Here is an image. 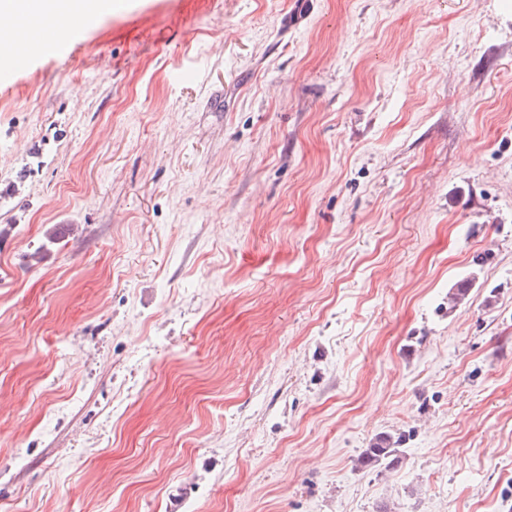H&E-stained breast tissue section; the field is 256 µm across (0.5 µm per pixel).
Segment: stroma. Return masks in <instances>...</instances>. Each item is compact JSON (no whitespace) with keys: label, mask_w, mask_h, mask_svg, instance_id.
<instances>
[{"label":"stroma","mask_w":512,"mask_h":512,"mask_svg":"<svg viewBox=\"0 0 512 512\" xmlns=\"http://www.w3.org/2000/svg\"><path fill=\"white\" fill-rule=\"evenodd\" d=\"M0 512H512V0H122L29 56ZM402 443L400 437L391 435H377L366 448L361 464L364 466L385 465L386 468L394 467L400 462L398 446Z\"/></svg>","instance_id":"stroma-1"}]
</instances>
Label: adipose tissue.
Returning <instances> with one entry per match:
<instances>
[{
	"mask_svg": "<svg viewBox=\"0 0 512 512\" xmlns=\"http://www.w3.org/2000/svg\"><path fill=\"white\" fill-rule=\"evenodd\" d=\"M111 11L112 0H0V45L19 55L43 41L41 19L82 25Z\"/></svg>",
	"mask_w": 512,
	"mask_h": 512,
	"instance_id": "1",
	"label": "adipose tissue"
}]
</instances>
